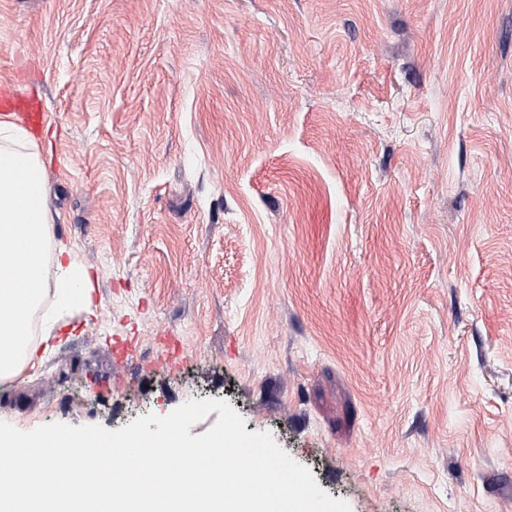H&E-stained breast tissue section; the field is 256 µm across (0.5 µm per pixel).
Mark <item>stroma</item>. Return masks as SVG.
Masks as SVG:
<instances>
[{"mask_svg": "<svg viewBox=\"0 0 512 512\" xmlns=\"http://www.w3.org/2000/svg\"><path fill=\"white\" fill-rule=\"evenodd\" d=\"M2 83L95 294L0 421L224 399L351 512H512V0H0ZM3 107L18 112H5L4 119L20 125L32 134L39 133L49 125L50 115L32 100L7 89L3 92Z\"/></svg>", "mask_w": 512, "mask_h": 512, "instance_id": "stroma-1", "label": "stroma"}]
</instances>
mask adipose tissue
Returning a JSON list of instances; mask_svg holds the SVG:
<instances>
[{"label": "adipose tissue", "instance_id": "obj_1", "mask_svg": "<svg viewBox=\"0 0 512 512\" xmlns=\"http://www.w3.org/2000/svg\"><path fill=\"white\" fill-rule=\"evenodd\" d=\"M38 146L20 128L0 122V377L18 375L30 352L28 319L44 307L42 323L52 328L59 312L75 305L91 309L86 269L69 261L65 245L55 249V271H46L52 218L44 204Z\"/></svg>", "mask_w": 512, "mask_h": 512}]
</instances>
